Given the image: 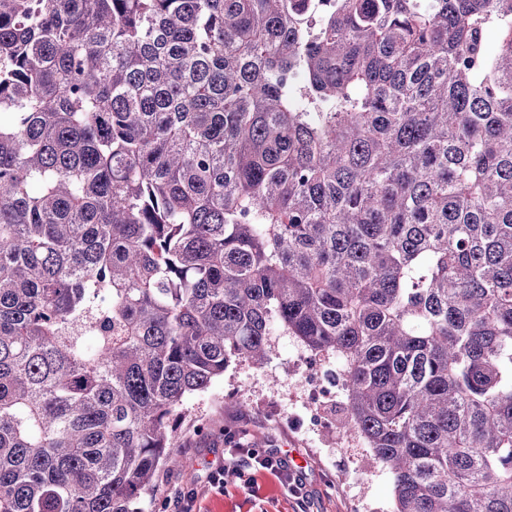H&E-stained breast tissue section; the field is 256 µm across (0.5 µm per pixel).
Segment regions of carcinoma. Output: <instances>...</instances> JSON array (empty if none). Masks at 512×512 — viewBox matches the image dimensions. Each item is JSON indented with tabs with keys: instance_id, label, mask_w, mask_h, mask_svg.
Here are the masks:
<instances>
[{
	"instance_id": "obj_1",
	"label": "carcinoma",
	"mask_w": 512,
	"mask_h": 512,
	"mask_svg": "<svg viewBox=\"0 0 512 512\" xmlns=\"http://www.w3.org/2000/svg\"><path fill=\"white\" fill-rule=\"evenodd\" d=\"M279 331L512 512V0H0V512H137Z\"/></svg>"
}]
</instances>
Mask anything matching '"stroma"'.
Returning a JSON list of instances; mask_svg holds the SVG:
<instances>
[{"label": "stroma", "mask_w": 512, "mask_h": 512, "mask_svg": "<svg viewBox=\"0 0 512 512\" xmlns=\"http://www.w3.org/2000/svg\"><path fill=\"white\" fill-rule=\"evenodd\" d=\"M300 350L294 337L277 336L263 365L232 364L210 389L187 400L188 412L177 425L175 461L162 468L140 512H159L171 484H206L210 473L233 455L224 430L240 417L250 420L242 443L263 437L290 466L300 467L310 494L308 512H391L390 475L362 439L343 431L342 397L331 396L321 407L330 429H306L308 371L298 361ZM251 494L233 472L225 471L223 492H208L200 507L202 512H250Z\"/></svg>", "instance_id": "stroma-1"}]
</instances>
